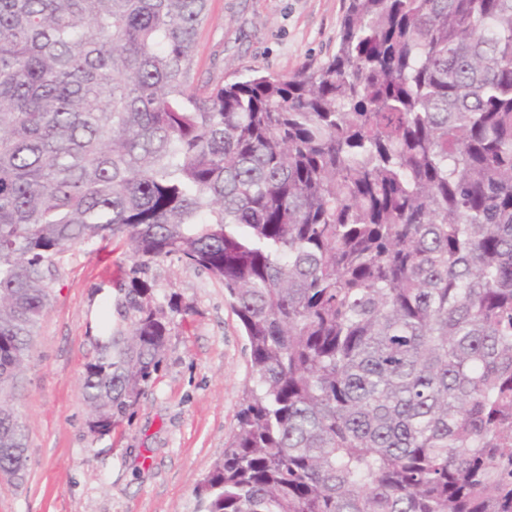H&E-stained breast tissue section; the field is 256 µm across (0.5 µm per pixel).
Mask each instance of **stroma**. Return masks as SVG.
<instances>
[{
	"mask_svg": "<svg viewBox=\"0 0 512 512\" xmlns=\"http://www.w3.org/2000/svg\"><path fill=\"white\" fill-rule=\"evenodd\" d=\"M346 5L208 0L194 78L229 82L255 70L285 78L320 63L336 51ZM131 266L121 239L63 255L20 385L25 480L0 479V512H195L251 383L248 343L220 282L174 258L151 264L145 278L156 298L179 308L156 381L111 434L92 437L82 375Z\"/></svg>",
	"mask_w": 512,
	"mask_h": 512,
	"instance_id": "1",
	"label": "stroma"
}]
</instances>
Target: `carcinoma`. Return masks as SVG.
<instances>
[{
    "label": "carcinoma",
    "instance_id": "1",
    "mask_svg": "<svg viewBox=\"0 0 512 512\" xmlns=\"http://www.w3.org/2000/svg\"><path fill=\"white\" fill-rule=\"evenodd\" d=\"M208 0H0V468L50 276L115 238L224 285L252 384L199 512H512V0H348L336 52L194 83ZM112 433L170 318L120 289Z\"/></svg>",
    "mask_w": 512,
    "mask_h": 512
}]
</instances>
